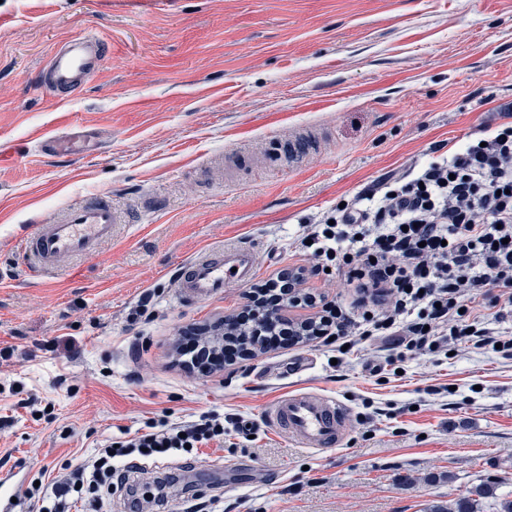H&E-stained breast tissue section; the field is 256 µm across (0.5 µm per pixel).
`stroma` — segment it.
I'll list each match as a JSON object with an SVG mask.
<instances>
[{"label": "stroma", "instance_id": "obj_1", "mask_svg": "<svg viewBox=\"0 0 512 512\" xmlns=\"http://www.w3.org/2000/svg\"><path fill=\"white\" fill-rule=\"evenodd\" d=\"M95 33L102 73L59 100L39 90L63 38ZM512 122V0H0V465L16 512L38 471L78 464L100 441L205 412L252 424L223 443L147 462L113 488L110 512H180L195 496L222 512H430L494 482L480 512L512 500V359L476 349L419 355L402 376L372 371L395 337L345 355L313 339L202 374L180 337L243 310L249 286L181 298L177 268L243 239L258 281L307 267L303 224L383 179ZM80 124L85 155L43 154L37 138ZM296 129L321 145L287 165ZM239 165L229 186L206 169ZM109 193L129 221L92 259L39 279L23 236L67 204ZM146 314L136 316L143 292ZM452 385L456 394H445ZM298 387L349 410L345 446L314 451L267 427ZM50 406L34 420L27 399ZM166 480L163 501L147 488Z\"/></svg>", "mask_w": 512, "mask_h": 512}]
</instances>
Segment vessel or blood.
I'll list each match as a JSON object with an SVG mask.
<instances>
[{
	"instance_id": "vessel-or-blood-1",
	"label": "vessel or blood",
	"mask_w": 512,
	"mask_h": 512,
	"mask_svg": "<svg viewBox=\"0 0 512 512\" xmlns=\"http://www.w3.org/2000/svg\"><path fill=\"white\" fill-rule=\"evenodd\" d=\"M108 54L106 42L95 35H78L61 41L50 53L42 87L57 96L80 92L101 72ZM87 140L85 131L71 127L64 135L44 137L42 149L51 154L75 155ZM122 212L109 197L69 204L57 217L36 225L24 237L30 260L28 273L37 276L63 261L95 256L123 223ZM260 270V251L253 241L207 251L183 264L179 291L184 299L202 302L222 296L225 289L251 281ZM266 424L285 432L300 447L312 450L338 448L349 435V415L336 397L301 389L273 402L265 411Z\"/></svg>"
}]
</instances>
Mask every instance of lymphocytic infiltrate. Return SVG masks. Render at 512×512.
<instances>
[{"instance_id": "obj_1", "label": "lymphocytic infiltrate", "mask_w": 512, "mask_h": 512, "mask_svg": "<svg viewBox=\"0 0 512 512\" xmlns=\"http://www.w3.org/2000/svg\"><path fill=\"white\" fill-rule=\"evenodd\" d=\"M302 240L313 273L328 268L346 276L350 305L326 303L307 327L278 317L290 302L316 303L288 272L255 288L251 302L229 318L232 331L219 346L207 337L185 336L178 354L191 367L211 371L244 356L296 345L299 336L341 340L396 337V353L383 363L390 374L417 353H448L450 347H499L512 358V123L484 140H470L416 173L391 177L355 196L332 221L304 225ZM220 415L154 424L133 437L106 440L78 466L55 477L38 473L28 497L40 512H71L112 480L124 481L138 460L223 440ZM128 458L127 469L116 459Z\"/></svg>"}]
</instances>
